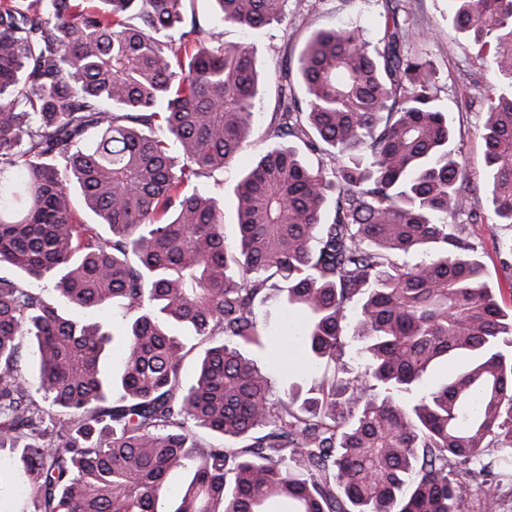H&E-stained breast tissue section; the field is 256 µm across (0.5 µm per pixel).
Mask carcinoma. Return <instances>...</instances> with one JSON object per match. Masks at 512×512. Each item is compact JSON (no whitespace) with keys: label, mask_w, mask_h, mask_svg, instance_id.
I'll use <instances>...</instances> for the list:
<instances>
[{"label":"carcinoma","mask_w":512,"mask_h":512,"mask_svg":"<svg viewBox=\"0 0 512 512\" xmlns=\"http://www.w3.org/2000/svg\"><path fill=\"white\" fill-rule=\"evenodd\" d=\"M185 2L0 0V451L22 469L0 468V492L18 512H156L190 467L173 512H499L485 485L512 487V282L492 287L463 237L478 187L401 0L379 44L319 29L266 77ZM214 2L252 31L288 0ZM449 2L508 80L482 139L491 220L512 226V0ZM266 82L269 144L233 187L229 242L220 176ZM64 303L130 315L118 379L106 325ZM265 305L323 367L304 395L272 399L243 353L264 346ZM450 359L446 383L397 399ZM189 478L190 473L185 470L174 472L168 477L167 484L169 491L165 496L158 500L156 506L158 512H168L173 510L174 498L177 494L180 493V491L188 482Z\"/></svg>","instance_id":"1"}]
</instances>
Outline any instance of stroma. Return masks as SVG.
<instances>
[{
	"instance_id": "stroma-1",
	"label": "stroma",
	"mask_w": 512,
	"mask_h": 512,
	"mask_svg": "<svg viewBox=\"0 0 512 512\" xmlns=\"http://www.w3.org/2000/svg\"><path fill=\"white\" fill-rule=\"evenodd\" d=\"M406 8L411 21L424 35L416 49L430 58L436 68L434 80L454 132L451 147L469 179L474 184H483L485 167L481 124L490 90L485 82L482 63L476 59L467 39L455 30L448 0H406ZM383 11V0H351L343 10L339 9L338 0H323L319 10L308 15L298 0H288L281 22L248 34L221 23L217 24L216 30L222 33L224 41L253 43L257 49L258 69L270 72L285 60L296 59L312 30L342 20L360 25L368 40L378 41L383 34ZM273 111V93L269 87H262L255 106L254 143L224 173V234L227 240H234L238 235L232 188L239 174L255 165L265 147L264 132ZM464 234L481 255L491 284H502L512 279V257L499 250L502 242L512 239V227L487 219L479 224L466 225ZM292 352L288 337L276 329L270 331L265 348L250 347L246 350L248 357L270 374L275 394L279 397L287 393L291 384L306 387L313 378V369L298 370L292 366Z\"/></svg>"
}]
</instances>
